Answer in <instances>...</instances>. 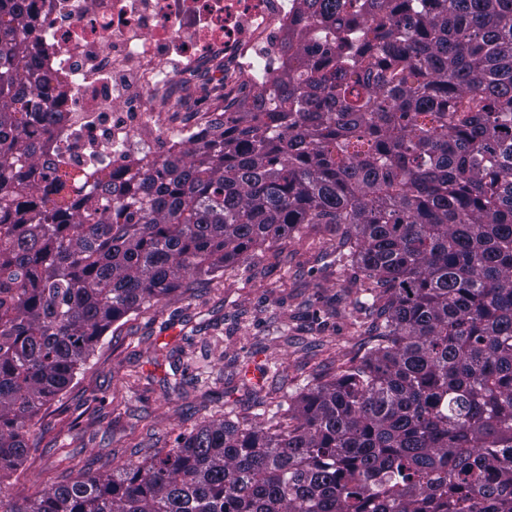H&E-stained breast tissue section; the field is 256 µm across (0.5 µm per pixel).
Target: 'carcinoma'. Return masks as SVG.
Listing matches in <instances>:
<instances>
[{
    "label": "carcinoma",
    "mask_w": 512,
    "mask_h": 512,
    "mask_svg": "<svg viewBox=\"0 0 512 512\" xmlns=\"http://www.w3.org/2000/svg\"><path fill=\"white\" fill-rule=\"evenodd\" d=\"M326 45L218 138L98 171L48 146L27 0H0V472L129 314L336 226L360 359L3 512H512V0H307ZM93 182L94 189L86 190Z\"/></svg>",
    "instance_id": "cac0c4a2"
}]
</instances>
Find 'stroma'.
I'll list each match as a JSON object with an SVG mask.
<instances>
[{"label": "stroma", "instance_id": "stroma-1", "mask_svg": "<svg viewBox=\"0 0 512 512\" xmlns=\"http://www.w3.org/2000/svg\"><path fill=\"white\" fill-rule=\"evenodd\" d=\"M335 247L333 226L304 227L222 278L125 317L35 418L30 452L0 483V499L111 472L136 452L172 447L230 406L262 423L252 391L273 388L267 361L280 363L292 388L334 375L366 339L358 275L337 263Z\"/></svg>", "mask_w": 512, "mask_h": 512}]
</instances>
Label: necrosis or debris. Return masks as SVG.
<instances>
[{
    "instance_id": "1",
    "label": "necrosis or debris",
    "mask_w": 512,
    "mask_h": 512,
    "mask_svg": "<svg viewBox=\"0 0 512 512\" xmlns=\"http://www.w3.org/2000/svg\"><path fill=\"white\" fill-rule=\"evenodd\" d=\"M34 83L62 91L80 160L133 169L212 138L322 46L303 0H33Z\"/></svg>"
}]
</instances>
